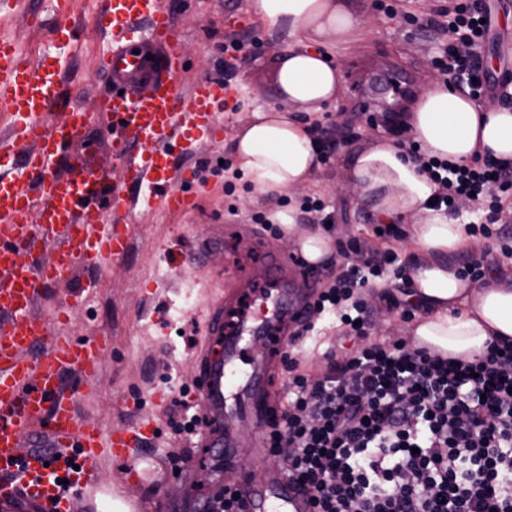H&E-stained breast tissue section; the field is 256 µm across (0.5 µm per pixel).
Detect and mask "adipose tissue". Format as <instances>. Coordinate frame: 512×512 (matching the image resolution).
<instances>
[{
    "instance_id": "obj_1",
    "label": "adipose tissue",
    "mask_w": 512,
    "mask_h": 512,
    "mask_svg": "<svg viewBox=\"0 0 512 512\" xmlns=\"http://www.w3.org/2000/svg\"><path fill=\"white\" fill-rule=\"evenodd\" d=\"M248 7L267 27L286 33L289 44L275 67L279 103L253 111L238 129L235 167L256 193H292L316 185L322 168L308 119L340 89L341 64L328 55L364 34L366 23L352 0H249ZM403 123L427 156L465 164L480 151L512 163V104L474 101L449 88L447 78L428 83ZM345 175L360 201L387 222L416 221L410 280L414 300L425 309L412 328L416 345L464 360L482 354L495 337L512 346V272L491 274L483 285L459 276L456 257L479 242L447 213L428 208L436 186L399 141L379 138L355 152ZM272 219L295 230L308 261L320 264L333 255L326 234L297 231L294 213L278 211Z\"/></svg>"
}]
</instances>
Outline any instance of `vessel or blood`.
<instances>
[{"instance_id":"obj_1","label":"vessel or blood","mask_w":512,"mask_h":512,"mask_svg":"<svg viewBox=\"0 0 512 512\" xmlns=\"http://www.w3.org/2000/svg\"><path fill=\"white\" fill-rule=\"evenodd\" d=\"M106 2L98 27L111 35L112 49L100 68L112 77V93L100 109L111 116V169L88 170L68 159L71 139L91 119L66 91L71 72L29 63L16 41L0 38V109L10 119L0 152L22 155L13 169L0 171V512H77L76 503L87 497L108 500L109 489L98 480L100 459L144 442L138 430L106 435L79 421L65 378L93 380L100 350L50 331L41 305L48 287L77 264H101L126 253V233L102 225L104 208L122 212L127 221L146 199L166 212L188 209L198 196L193 180L168 160L223 133V82L206 78L187 91L177 85L183 55L164 0ZM74 10L68 0L55 14L78 49ZM304 312L301 302L286 306L263 297L231 321L222 310L211 314V334L223 339L224 355L205 352L196 362L210 447L234 448L224 428L229 386H236L241 410L266 421L274 416L275 405L264 395L267 372H238L243 338L261 336L280 347L283 322L302 320ZM239 494L246 512L312 510L308 495L273 462L261 480L243 483Z\"/></svg>"}]
</instances>
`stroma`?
<instances>
[{
    "mask_svg": "<svg viewBox=\"0 0 512 512\" xmlns=\"http://www.w3.org/2000/svg\"><path fill=\"white\" fill-rule=\"evenodd\" d=\"M40 12L42 31L27 28L19 15L0 17V34L15 38L19 46L40 59L52 53L57 67L79 70L86 78L74 89L87 108L106 98L112 90L109 76L96 67L103 40L94 22L96 0H77L76 13L84 25V51L78 56L65 53V39L54 32L56 0H28ZM181 40L184 68L177 81L185 88L203 77L216 74L224 60L222 50L229 35L244 44L233 79L234 87L225 95L223 138L204 142L198 151L178 157L177 167L200 171L206 182L195 208L172 215L146 210L136 214L127 228L129 249L122 258L101 268L80 267L54 287L55 297L46 305L47 314L65 307L69 317L65 328L73 340L85 345L103 344L98 376L92 383H71L77 396L81 419L96 422L104 432L142 424L151 420L155 436L133 449L135 459L159 462L163 472L141 483L125 479V459L104 458L99 476L116 494L137 497L144 512H195L196 501L211 496L225 483H241L245 473H257L261 462L256 448L264 437L256 419L243 415L234 419L231 430L235 442L245 443V451H234L231 462L206 466L211 450L198 438L176 432L167 423L166 407L150 401L154 390H164L168 402L185 399L193 414L201 408L190 389L194 385L193 364L197 352L209 344V312L224 297L246 303L247 294L238 290L264 265L268 252L293 256L298 252L289 232L274 234L265 225L254 223L256 213L268 214L278 206L270 195L254 194L249 180L235 182L232 196L224 194L221 160L233 157L232 136L249 120L258 106L275 104L274 63L288 44L286 34L270 30L247 9L246 0H167ZM397 12L388 15L377 0H354L367 20V34L358 46L337 45L336 58L344 75L373 67L387 66L405 74L408 87L399 96L372 91L374 111H361L349 83H342L335 103L329 107L321 127L327 128L338 149L323 165L317 186L295 192V199L313 196L323 199L333 214L326 233L336 253L332 263L316 271L313 291H320L335 276L343 252L355 242L378 249H393L402 261H409L411 221L399 222V235L376 237L374 224L380 218L369 206L357 202L345 178L348 158L370 145L372 138L386 136L388 126H400L412 88L425 75L434 73L432 64L439 43L430 25L437 10L448 0H389ZM491 10L494 37L482 49V61L493 76L512 80V0H485ZM68 155L83 166L99 169L112 165V127L107 116L98 115L71 143ZM179 256V268L168 259ZM463 262L512 271V223L497 235L481 239L477 250L463 254ZM384 289H362L360 298L368 311L370 341L380 342L411 333L393 303L404 300L408 284L397 273L384 277ZM313 332L302 338V367L311 377L323 375L329 365L327 351L336 356L352 353L356 338L344 335L336 317L313 316ZM182 467V478H174L173 467Z\"/></svg>",
    "mask_w": 512,
    "mask_h": 512,
    "instance_id": "35a3bbf8",
    "label": "stroma"
}]
</instances>
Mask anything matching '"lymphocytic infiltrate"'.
Segmentation results:
<instances>
[{"label":"lymphocytic infiltrate","mask_w":512,"mask_h":512,"mask_svg":"<svg viewBox=\"0 0 512 512\" xmlns=\"http://www.w3.org/2000/svg\"><path fill=\"white\" fill-rule=\"evenodd\" d=\"M438 31H449L434 63L472 99L493 78L480 53L490 26L484 0H448ZM434 182L435 207L465 201L486 207L476 232L512 222L502 199L512 194V166L491 160L455 165L420 158ZM340 267L313 303L335 315L363 344L312 380L284 354L291 376L287 405L267 434L288 479L304 485L314 512H512V346H488L471 361L444 358L406 339L366 341L362 288L397 261L387 250ZM289 452H280L281 443Z\"/></svg>","instance_id":"lymphocytic-infiltrate-1"}]
</instances>
